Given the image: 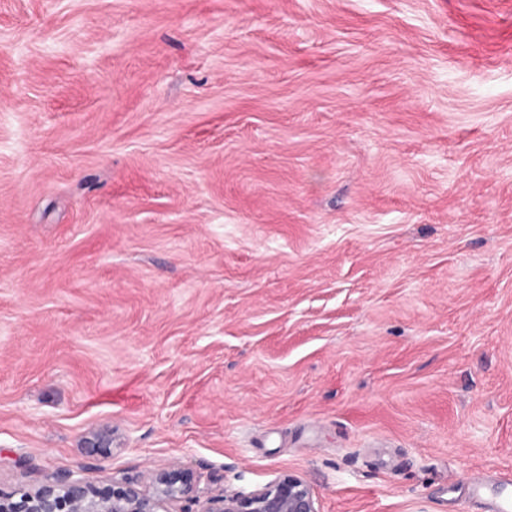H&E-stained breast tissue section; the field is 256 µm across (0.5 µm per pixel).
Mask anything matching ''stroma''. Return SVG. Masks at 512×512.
<instances>
[{"instance_id":"stroma-1","label":"stroma","mask_w":512,"mask_h":512,"mask_svg":"<svg viewBox=\"0 0 512 512\" xmlns=\"http://www.w3.org/2000/svg\"><path fill=\"white\" fill-rule=\"evenodd\" d=\"M175 462L512 498V0H0V491Z\"/></svg>"}]
</instances>
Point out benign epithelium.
Here are the masks:
<instances>
[{"label":"benign epithelium","mask_w":512,"mask_h":512,"mask_svg":"<svg viewBox=\"0 0 512 512\" xmlns=\"http://www.w3.org/2000/svg\"><path fill=\"white\" fill-rule=\"evenodd\" d=\"M111 441V431L103 428L86 447L108 448ZM184 503L201 504L199 512H321L310 483L297 474L283 473L254 491L226 490L202 502L192 472L176 464L126 474L105 489L64 471L29 489L0 492V512H185Z\"/></svg>","instance_id":"7a95c632"}]
</instances>
